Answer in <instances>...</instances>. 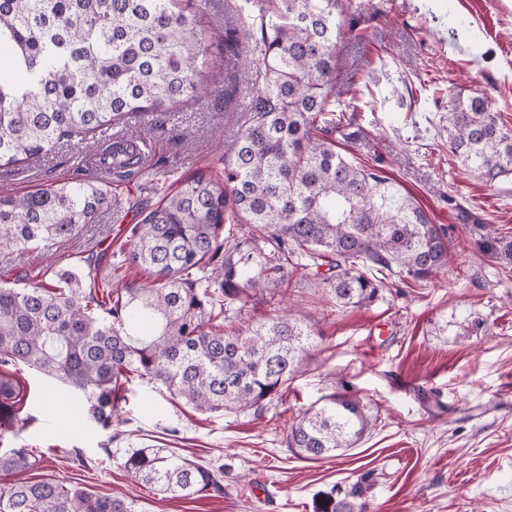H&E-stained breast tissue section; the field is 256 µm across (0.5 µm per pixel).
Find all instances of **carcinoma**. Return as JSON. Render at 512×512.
I'll return each instance as SVG.
<instances>
[{
    "label": "carcinoma",
    "mask_w": 512,
    "mask_h": 512,
    "mask_svg": "<svg viewBox=\"0 0 512 512\" xmlns=\"http://www.w3.org/2000/svg\"><path fill=\"white\" fill-rule=\"evenodd\" d=\"M248 38L224 33V68L254 69L244 122L217 149L221 168L199 169L139 207L123 262L149 284L95 279L94 268H61L56 283L0 285V365L24 364L69 386L89 420L112 428L126 402L122 384L158 382L205 413H262L298 374L313 348L299 311L265 302V321L224 330L245 298L302 272L324 284L333 307L369 306L383 282L363 269H397L415 281L456 278L454 249L421 207L388 203L386 177L336 150L354 140L353 119L336 117L340 44L353 29L345 0H240ZM211 38L196 0H0V172L19 174L34 158L91 139L106 175L18 196H0V253L39 250L73 238L111 203L110 189L158 164L137 148L133 128L112 129L210 97ZM448 147L492 181L512 174V126L480 93L448 97ZM477 248L512 265V238L488 230L456 198ZM154 325L138 337L131 328ZM16 385L0 371V415L12 426ZM360 398L332 393L302 409L287 447L300 458L338 457L377 426ZM28 448H0V477L34 467ZM136 483L163 495L224 493V469L164 448H136L123 464ZM364 480L317 512H368ZM0 512H133L125 499L65 480L0 486Z\"/></svg>",
    "instance_id": "cac0c4a2"
}]
</instances>
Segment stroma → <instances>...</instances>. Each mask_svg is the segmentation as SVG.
Segmentation results:
<instances>
[{
    "label": "stroma",
    "mask_w": 512,
    "mask_h": 512,
    "mask_svg": "<svg viewBox=\"0 0 512 512\" xmlns=\"http://www.w3.org/2000/svg\"><path fill=\"white\" fill-rule=\"evenodd\" d=\"M360 39L345 42L336 99L353 105L363 139L343 154L385 172L390 200L411 199L453 240L460 279L439 274L414 282L368 269L384 282L369 306L328 312L316 280L279 286L286 303L309 316L315 344L301 372L263 416L202 413L155 382L133 383L111 431L87 415L72 418L48 401L60 383L23 364L11 372L20 389L24 427L8 446L33 449L39 466L23 480L60 478L98 495L132 501L135 512H316L337 487L366 473L370 512H512V272L478 252L449 198L459 199L490 228L512 235V177L487 182L448 151L441 100L482 90L512 125V0H346ZM217 93L168 113L163 128L133 125L166 182L118 188L79 237L50 258L0 254V278L38 282L47 264L85 265L111 252L99 277L148 282L126 269L118 249L137 223L136 207L155 202L182 177L213 166L216 145L244 120L250 70L225 71L213 55ZM92 144L59 147L21 174L0 172V195L70 181L74 157ZM416 381L399 388L400 378ZM368 403L376 428L347 455L298 458L283 438L299 410L332 392ZM165 448L210 468H223L224 494L165 497L134 483L123 468L133 448Z\"/></svg>",
    "instance_id": "35a3bbf8"
}]
</instances>
